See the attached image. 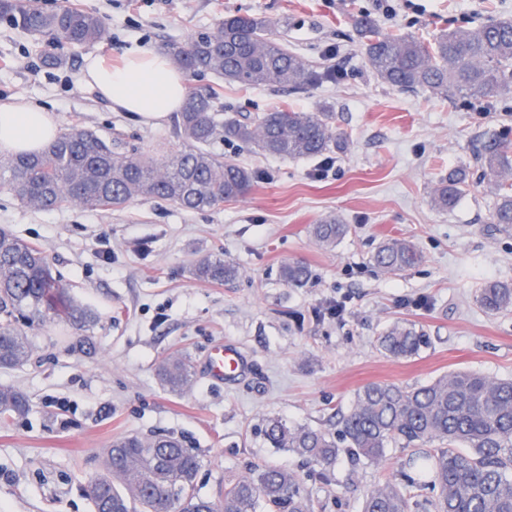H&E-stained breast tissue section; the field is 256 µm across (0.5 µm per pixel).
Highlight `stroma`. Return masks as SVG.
<instances>
[{
    "instance_id": "35a3bbf8",
    "label": "stroma",
    "mask_w": 512,
    "mask_h": 512,
    "mask_svg": "<svg viewBox=\"0 0 512 512\" xmlns=\"http://www.w3.org/2000/svg\"><path fill=\"white\" fill-rule=\"evenodd\" d=\"M44 9H91L119 57L132 44L183 41L239 14L266 20L287 43L332 79L300 93L224 84L225 115L257 117L280 107L327 106L348 139L334 167L317 175L314 158L282 159L228 142L215 152L255 172L243 198L205 212L160 200L118 210L62 207L37 211L0 192V227L44 250L52 274L95 313L78 331L36 323L21 367L0 368V387L25 392L26 416H0V512H93L87 482L103 448L117 437L169 434L193 449L196 483L220 484L257 466L296 473L315 512H359L369 488L398 477L414 448L391 445L382 464L340 456L331 482L292 453L267 447L261 429L276 416L295 426L331 429L356 392L370 383L415 387L457 371L512 379V310L484 312L475 301L487 281L512 283V233L490 222L495 179L472 159L488 141L512 137V89L488 104L428 91H399L377 80L351 18L366 14L382 33L433 41L443 30L512 17V0H41ZM66 58L42 66L45 54ZM88 47L51 42L0 23V102L22 97L56 112L61 127H83L150 156L181 150L177 118L144 125L117 112L80 81ZM471 164L472 185L454 209L431 203L448 170ZM348 224L330 250L310 228L326 214ZM390 238L412 241L423 262L396 274L372 256ZM220 257L240 270L230 282L194 278L190 269ZM312 270L301 288L285 287L282 265ZM416 324L427 344L394 358L378 338L394 322ZM234 344L251 359L231 384L203 370L210 347ZM187 356L192 386L164 388L160 359Z\"/></svg>"
}]
</instances>
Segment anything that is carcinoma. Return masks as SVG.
Returning <instances> with one entry per match:
<instances>
[{
  "label": "carcinoma",
  "mask_w": 512,
  "mask_h": 512,
  "mask_svg": "<svg viewBox=\"0 0 512 512\" xmlns=\"http://www.w3.org/2000/svg\"><path fill=\"white\" fill-rule=\"evenodd\" d=\"M31 34L76 45L105 41L102 17L68 7L46 10L35 0H0V22ZM353 27L378 80L403 91L425 90L441 96L489 100L512 78V18L444 31L432 43L410 35L382 34L374 20L353 17ZM170 63L187 74L208 73L249 88L278 87L299 91L328 78L314 70L288 45L268 37L266 21L228 16L185 41L165 40ZM334 113L279 108L257 118L224 117L216 91L191 92L177 126L185 148L157 159L124 150L93 131L72 126L61 131L39 154L0 155V190L34 210L73 206L112 210L144 199H161L188 212L215 209L245 196L252 171L212 150L227 141L255 146L280 158H317L341 150ZM481 167L497 179L491 223L512 230V149L500 139L478 156ZM470 166L461 165L440 178L431 192L434 205L454 208L470 189ZM348 226L334 215L312 225L324 250L346 235ZM375 266L398 273L423 262L410 241L391 238L372 256ZM195 277L221 283L239 268L222 258L206 257L191 268ZM311 269L301 262L281 267L288 287H302ZM487 313L512 308V283L488 281L476 292ZM64 321L79 330L95 322L69 288L53 277L45 253L0 229V367L28 362L31 342L21 323ZM382 349L410 358L426 345L412 323L396 322L380 337ZM157 375L169 390L183 391L194 372L181 355H167ZM29 398L0 387V415L22 417ZM331 433L309 426L266 420L263 435L270 447L291 451L327 469L345 452L356 463H380L393 443L418 448L408 461L406 484L436 493L433 512H512V380L454 372L414 388L372 383L358 391L350 408L339 414ZM438 447L432 448L430 444ZM201 459L170 435H129L102 452V471L88 483L95 512H313L300 478L286 470L256 467L219 487L215 497L196 486ZM424 503L400 485L387 481L369 490L360 512H420Z\"/></svg>",
  "instance_id": "cac0c4a2"
}]
</instances>
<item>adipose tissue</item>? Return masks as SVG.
Segmentation results:
<instances>
[{"instance_id":"obj_1","label":"adipose tissue","mask_w":512,"mask_h":512,"mask_svg":"<svg viewBox=\"0 0 512 512\" xmlns=\"http://www.w3.org/2000/svg\"><path fill=\"white\" fill-rule=\"evenodd\" d=\"M81 81L119 112L146 125L166 119L183 106L189 87L163 51L138 45L126 48L120 64L110 55L89 54ZM59 129L56 113L41 105L16 99L0 103V153H39Z\"/></svg>"}]
</instances>
